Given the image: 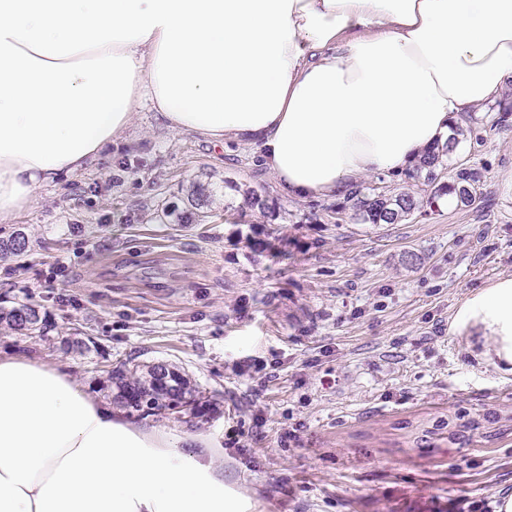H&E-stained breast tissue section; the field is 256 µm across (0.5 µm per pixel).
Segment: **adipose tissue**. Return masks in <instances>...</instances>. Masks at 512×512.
Instances as JSON below:
<instances>
[{"label": "adipose tissue", "instance_id": "obj_1", "mask_svg": "<svg viewBox=\"0 0 512 512\" xmlns=\"http://www.w3.org/2000/svg\"><path fill=\"white\" fill-rule=\"evenodd\" d=\"M512 83V0H0V222L150 101L165 127L259 146L288 197L403 175ZM453 324L512 373V276ZM122 417L67 368L0 351V512H224L205 435Z\"/></svg>", "mask_w": 512, "mask_h": 512}]
</instances>
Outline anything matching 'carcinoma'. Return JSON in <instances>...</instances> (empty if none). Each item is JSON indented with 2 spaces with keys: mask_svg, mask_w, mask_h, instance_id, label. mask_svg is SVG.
<instances>
[{
  "mask_svg": "<svg viewBox=\"0 0 512 512\" xmlns=\"http://www.w3.org/2000/svg\"><path fill=\"white\" fill-rule=\"evenodd\" d=\"M472 123L465 120L450 124L448 137L436 143L407 174V179L423 183L430 188L427 196L403 189L393 195L364 190L355 187L349 193L353 200L350 218L361 224H399L417 212L439 207L442 199L455 206H469L478 195L481 174L474 168L456 170L453 182L460 192L448 189L441 181V174L451 166L461 145L472 138ZM26 248L25 234L13 233L7 239H0V260L18 256ZM52 323L48 312L41 305L31 301L20 302L9 308L0 307V330L19 334L39 342L52 343L48 336ZM102 388L107 391L113 403L126 409L130 414L147 416H174L189 427L196 426L195 420L203 419L212 407V401L200 388L192 383L179 369L166 363L139 364L127 362L116 369L106 371ZM453 427L449 438L454 440L462 433L480 428L476 420L465 418L461 413L454 419L436 426L440 430Z\"/></svg>",
  "mask_w": 512,
  "mask_h": 512,
  "instance_id": "cac0c4a2",
  "label": "carcinoma"
}]
</instances>
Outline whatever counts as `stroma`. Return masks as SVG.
<instances>
[{
  "label": "stroma",
  "mask_w": 512,
  "mask_h": 512,
  "mask_svg": "<svg viewBox=\"0 0 512 512\" xmlns=\"http://www.w3.org/2000/svg\"><path fill=\"white\" fill-rule=\"evenodd\" d=\"M510 111L477 112L456 164L479 169L469 207L400 224H356L333 199L280 192L254 145H213L163 128L143 104L122 141L37 190L0 223L25 231L0 261V306L33 299L55 338L35 348L97 392L107 365L178 366L213 396L200 433L222 440L234 512H470L512 493V376L480 364L451 328L462 300L512 274ZM206 207L189 224L193 184ZM266 198L244 208L242 193ZM415 265H406L408 255ZM458 413L462 442L433 435ZM236 444H229V436Z\"/></svg>",
  "instance_id": "35a3bbf8"
}]
</instances>
